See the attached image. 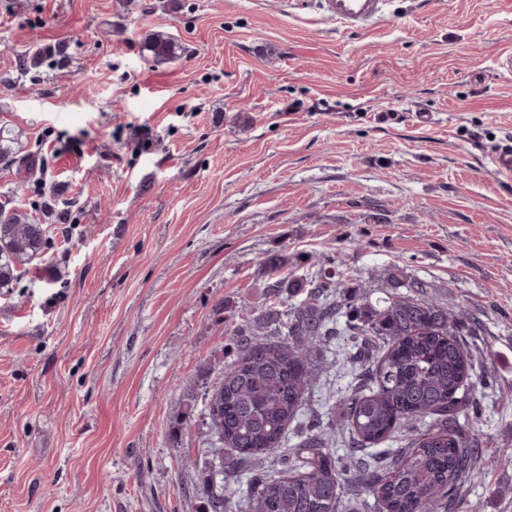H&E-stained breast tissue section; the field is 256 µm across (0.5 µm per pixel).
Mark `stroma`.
Here are the masks:
<instances>
[{
	"label": "stroma",
	"instance_id": "obj_1",
	"mask_svg": "<svg viewBox=\"0 0 512 512\" xmlns=\"http://www.w3.org/2000/svg\"><path fill=\"white\" fill-rule=\"evenodd\" d=\"M510 53L512 0H392L366 31L300 0H0V127L40 160L0 161V202L47 238L0 295V512H203V392L245 312L288 303L277 252L470 310L494 388L465 498L512 512ZM345 346L313 353L326 424ZM286 261L285 256L273 254L267 255L261 263L266 275L274 280L269 286L274 289V292H278L280 288H288L287 278L281 276Z\"/></svg>",
	"mask_w": 512,
	"mask_h": 512
}]
</instances>
